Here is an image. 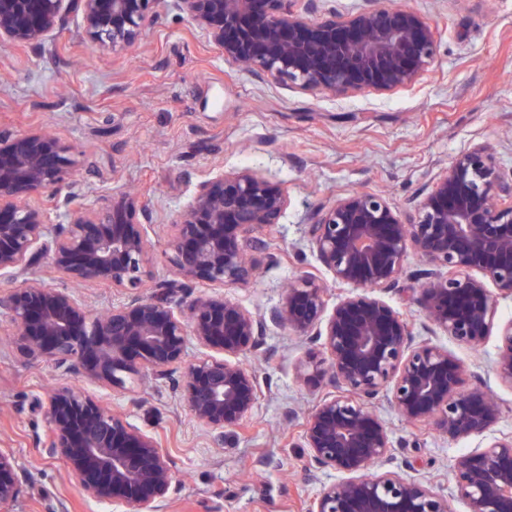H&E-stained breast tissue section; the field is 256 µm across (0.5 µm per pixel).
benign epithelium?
<instances>
[{
  "label": "benign epithelium",
  "instance_id": "benign-epithelium-1",
  "mask_svg": "<svg viewBox=\"0 0 512 512\" xmlns=\"http://www.w3.org/2000/svg\"><path fill=\"white\" fill-rule=\"evenodd\" d=\"M169 1L225 61L303 90L392 91L415 83L436 51L426 16L381 0L351 13L327 9L325 0H0V42L40 47L79 13L92 43L131 47ZM71 152L41 128L0 132V278L16 282L0 294V314L25 356L111 389L136 377L167 379L179 366L191 415L221 441L258 401L244 358L263 348L268 325L286 326L321 345L305 361L303 381L335 389L303 425L311 478L338 474L308 512H455V500L467 512H512V435L459 456L448 497L390 468L397 448L373 410L383 398L405 421L430 423L450 439L483 435L500 418L481 375L466 373L448 349L416 340L406 317L377 295L396 286L408 250L416 251L429 266L416 299L426 317L470 348L498 336L495 373L512 386V321L496 322L498 301L512 298V174L499 170L491 149L458 154L403 213L365 190L320 206L311 242L350 291L330 307L325 286L302 273L264 313L222 296H197L184 308L143 295L152 210L123 189L68 206L50 223L31 199L74 186ZM287 207V190L257 170L199 181L166 242L179 287L249 281L255 231L279 223ZM43 265L71 283L118 288L126 299L94 314L69 289L47 286ZM46 415L45 453L63 460L88 496L121 512H163L173 465L153 434L69 385L52 391ZM21 489L15 457L0 449V512Z\"/></svg>",
  "mask_w": 512,
  "mask_h": 512
}]
</instances>
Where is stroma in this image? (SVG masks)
Masks as SVG:
<instances>
[{
  "mask_svg": "<svg viewBox=\"0 0 512 512\" xmlns=\"http://www.w3.org/2000/svg\"><path fill=\"white\" fill-rule=\"evenodd\" d=\"M405 2L431 21L436 54L415 83L385 93L333 95L258 79L225 62L171 8L160 9L135 47L105 51L82 38L74 16L45 48L0 42V132L43 126L70 144L77 204L116 188L150 203L155 247L144 295L174 277L163 243L198 181L252 168L288 192L279 224L256 232L268 245L253 255L258 275L220 290L200 285L193 295L220 292L263 312L280 303L290 281L310 272L336 298L346 289L320 265L308 235L319 206L369 190L405 210L432 173L478 144L493 149L502 171L512 170V0ZM424 269L419 255L408 252L399 286L383 291V299L418 338L447 348L466 370L482 375L502 408L491 435L512 434V387L493 371L497 337L472 349L428 321L415 301ZM12 333L0 316V448L13 453L23 476L10 512H118L86 495L65 463L43 450L47 395L65 381L157 437L173 462L166 512H305L322 484L335 479L331 472L316 481L308 475L300 435L329 389L301 381L311 344L287 327L268 326L263 351L246 357L260 396L220 442L192 417L176 386L181 370L167 382L91 386L27 358ZM375 410L399 458L411 463V476L444 495L454 487L455 459L487 442L483 436L452 440L430 425L405 422L384 400Z\"/></svg>",
  "mask_w": 512,
  "mask_h": 512,
  "instance_id": "35a3bbf8",
  "label": "stroma"
}]
</instances>
